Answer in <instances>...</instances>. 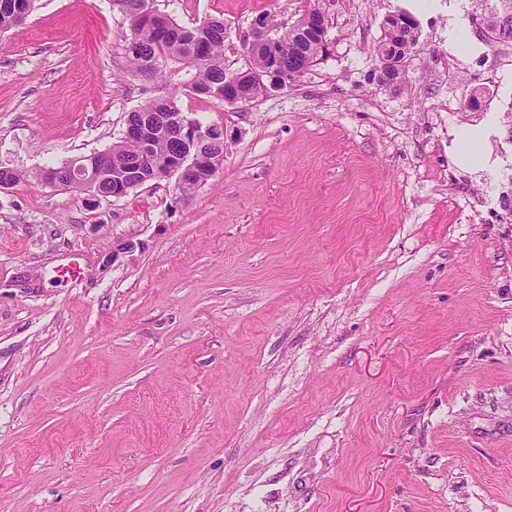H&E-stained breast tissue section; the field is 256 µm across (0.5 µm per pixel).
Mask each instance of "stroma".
<instances>
[{
	"mask_svg": "<svg viewBox=\"0 0 512 512\" xmlns=\"http://www.w3.org/2000/svg\"><path fill=\"white\" fill-rule=\"evenodd\" d=\"M315 3L330 52L287 88L178 95L229 133L188 194L41 183L157 94L112 0H37L0 35V512H512V182L480 194L512 165V54L472 13L450 45L449 0H154L223 19L231 71L256 18ZM400 11L417 44L387 87ZM481 153L482 141L478 134L465 132L458 138V154L463 161H477Z\"/></svg>",
	"mask_w": 512,
	"mask_h": 512,
	"instance_id": "stroma-1",
	"label": "stroma"
}]
</instances>
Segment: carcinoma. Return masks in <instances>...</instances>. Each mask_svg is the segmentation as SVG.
Instances as JSON below:
<instances>
[{
  "label": "carcinoma",
  "instance_id": "obj_1",
  "mask_svg": "<svg viewBox=\"0 0 512 512\" xmlns=\"http://www.w3.org/2000/svg\"><path fill=\"white\" fill-rule=\"evenodd\" d=\"M125 15L130 26V39L136 46L125 48V55L132 73L156 78L162 72L165 61L178 60L194 70L191 82L185 89L198 95L224 99V93L231 96L243 92L246 84L225 85L230 74L224 69V20L211 18L197 27L188 29L174 22L169 16L147 8L150 0H113ZM502 10L484 15L483 25L498 33L512 36V0H501ZM35 8V0H0V33L10 31L27 18ZM280 58L288 65V71L299 77L308 71L327 48L297 45L282 39L275 46ZM270 50L264 46L251 50L248 68L261 70L269 63ZM179 90L149 99L138 109L129 113L126 125L136 127L143 114L152 112L154 117L174 125L180 118L176 105ZM201 153L220 162L224 159V143L205 141L198 145ZM185 149L179 140L160 135L153 142V152L159 157L175 155ZM142 146L137 140H125L105 154H91L83 157V163L94 168L96 181L89 192L101 197L112 194V173L121 170L137 160ZM68 163L53 168L54 185L65 189L83 190L67 176Z\"/></svg>",
  "mask_w": 512,
  "mask_h": 512
}]
</instances>
